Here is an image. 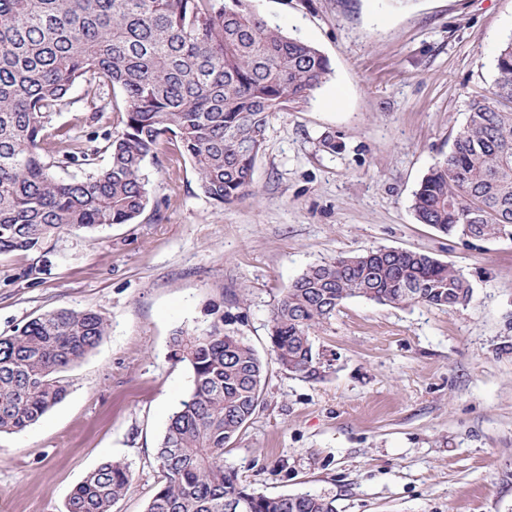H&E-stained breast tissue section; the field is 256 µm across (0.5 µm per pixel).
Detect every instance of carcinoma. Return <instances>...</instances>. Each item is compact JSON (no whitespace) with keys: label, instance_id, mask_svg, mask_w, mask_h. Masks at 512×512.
Instances as JSON below:
<instances>
[{"label":"carcinoma","instance_id":"1","mask_svg":"<svg viewBox=\"0 0 512 512\" xmlns=\"http://www.w3.org/2000/svg\"><path fill=\"white\" fill-rule=\"evenodd\" d=\"M489 95L472 100L448 155L412 199L417 221L448 236L512 235V38L495 60ZM329 73L314 46L269 24L252 0H0V255L43 248L72 231L131 224L149 202L146 160L173 151L200 192L231 204L249 192L274 114L306 101ZM121 91V130L101 134L109 164L52 115L76 86ZM57 164L92 168L69 180ZM378 304H467L465 276L413 250L376 248L307 268L274 309L270 350L285 370L319 375L312 330L349 298ZM98 311L59 307L0 336V434H19L69 394L65 373L106 336ZM187 364L188 396L157 446L163 479L145 512H336L334 499L251 491L224 465V449L251 419L263 362L224 317L172 337ZM127 464L107 461L67 496L64 512H112Z\"/></svg>","mask_w":512,"mask_h":512}]
</instances>
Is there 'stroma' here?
Instances as JSON below:
<instances>
[{"instance_id":"35a3bbf8","label":"stroma","mask_w":512,"mask_h":512,"mask_svg":"<svg viewBox=\"0 0 512 512\" xmlns=\"http://www.w3.org/2000/svg\"><path fill=\"white\" fill-rule=\"evenodd\" d=\"M328 59L327 81L275 114L250 191L220 205L187 161L148 159L150 201L131 224L74 231L0 256V334L58 307L108 321L66 374L67 398L0 434V512H61L103 462L127 463L112 512H144L156 447L191 385L178 330L216 320L266 365L258 406L224 451L257 493L311 492L337 512H512V239L448 236L411 200L445 157L512 38V0H253ZM54 117L88 141L120 130L119 90L70 94ZM421 251L468 280L448 311L343 302L312 332L318 378L282 369L272 312L308 267L375 248Z\"/></svg>"}]
</instances>
